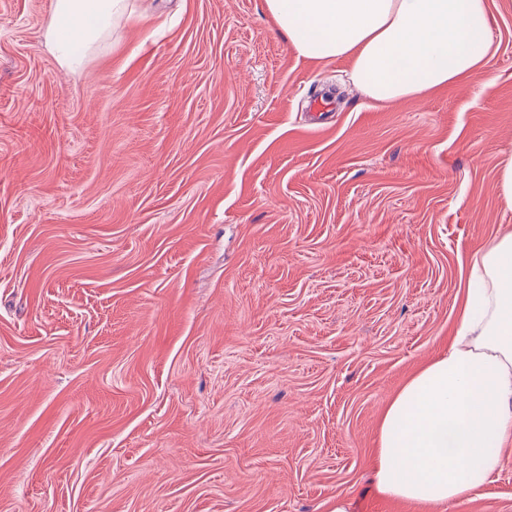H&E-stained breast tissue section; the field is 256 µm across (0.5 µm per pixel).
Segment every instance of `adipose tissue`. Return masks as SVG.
Here are the masks:
<instances>
[{
  "instance_id": "adipose-tissue-1",
  "label": "adipose tissue",
  "mask_w": 512,
  "mask_h": 512,
  "mask_svg": "<svg viewBox=\"0 0 512 512\" xmlns=\"http://www.w3.org/2000/svg\"><path fill=\"white\" fill-rule=\"evenodd\" d=\"M303 58H348L353 83L388 105L451 86L491 49L487 0H265ZM43 33L80 69L129 0H51ZM452 338L386 408L373 479L387 499L447 512L503 467L512 446V231L475 252Z\"/></svg>"
}]
</instances>
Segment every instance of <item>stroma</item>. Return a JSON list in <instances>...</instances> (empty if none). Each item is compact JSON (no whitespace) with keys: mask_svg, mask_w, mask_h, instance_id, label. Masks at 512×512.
I'll return each instance as SVG.
<instances>
[{"mask_svg":"<svg viewBox=\"0 0 512 512\" xmlns=\"http://www.w3.org/2000/svg\"><path fill=\"white\" fill-rule=\"evenodd\" d=\"M487 5L477 73L380 106L264 0H136L75 71L0 0V512H410L382 413L512 229ZM448 512H512V454Z\"/></svg>","mask_w":512,"mask_h":512,"instance_id":"stroma-1","label":"stroma"}]
</instances>
